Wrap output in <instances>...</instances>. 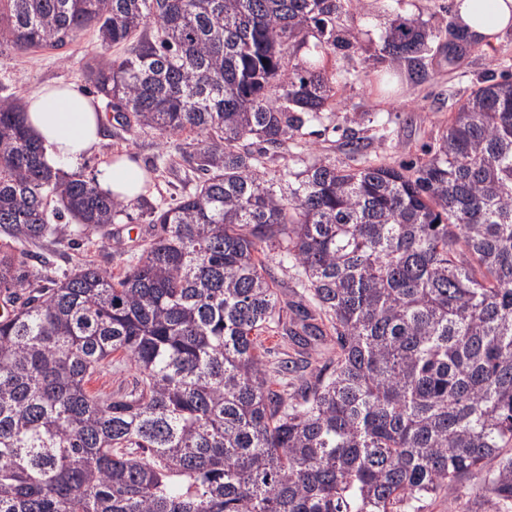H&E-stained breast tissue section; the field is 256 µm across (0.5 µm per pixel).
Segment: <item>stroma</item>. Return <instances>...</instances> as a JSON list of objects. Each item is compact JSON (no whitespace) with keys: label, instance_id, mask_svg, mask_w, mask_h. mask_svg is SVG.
<instances>
[{"label":"stroma","instance_id":"1","mask_svg":"<svg viewBox=\"0 0 512 512\" xmlns=\"http://www.w3.org/2000/svg\"><path fill=\"white\" fill-rule=\"evenodd\" d=\"M453 4L454 0H362L360 8L345 19L355 36L352 47L337 48L325 58L326 70L335 79L332 100L294 140L269 153L266 178L279 177L288 169L303 170L319 159L354 166L365 156L395 167L423 160L424 149L436 145L450 113L477 81L512 74V30L499 35L487 49L471 40L456 47L448 33L455 21ZM397 15L441 32L440 38L429 41L413 70L405 65L391 67L379 58L388 23ZM125 54V47L102 46L91 28L59 50H0V97L10 95L22 102L35 89L54 83L88 90L86 64H106ZM104 129L99 151L85 158L77 171L93 178L103 161L120 152L131 154L150 171L145 193L128 203L113 226L135 253L143 231L149 228L151 208L175 205L198 182L184 158L195 151L199 137L167 136L136 125L124 129L110 117ZM352 135L360 139L361 154L351 153L347 145ZM63 230L60 243L52 247L51 275H62L88 261L115 273L125 269L126 257L114 255L108 243L95 241L74 249L69 241L77 236L75 226L69 223Z\"/></svg>","mask_w":512,"mask_h":512}]
</instances>
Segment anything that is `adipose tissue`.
Here are the masks:
<instances>
[{"label": "adipose tissue", "instance_id": "ef3b65f1", "mask_svg": "<svg viewBox=\"0 0 512 512\" xmlns=\"http://www.w3.org/2000/svg\"><path fill=\"white\" fill-rule=\"evenodd\" d=\"M456 10L461 31L480 43L492 44L497 34L512 29V0H456ZM24 109L31 133L58 168L72 170L101 142L97 104L73 87H40L26 99ZM145 181V171L125 158L101 163L94 177L100 191L127 202L141 194Z\"/></svg>", "mask_w": 512, "mask_h": 512}]
</instances>
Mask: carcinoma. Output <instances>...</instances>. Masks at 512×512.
<instances>
[{
  "instance_id": "obj_1",
  "label": "carcinoma",
  "mask_w": 512,
  "mask_h": 512,
  "mask_svg": "<svg viewBox=\"0 0 512 512\" xmlns=\"http://www.w3.org/2000/svg\"><path fill=\"white\" fill-rule=\"evenodd\" d=\"M360 2L0 0V48L94 27L130 44L87 71L116 123L203 136L201 180L152 209L135 263L49 278L28 247L58 237L50 216L122 253L127 204L53 169L0 97V512H421L475 476L512 504V78L481 79L414 167L261 172L332 97L293 59L350 44ZM430 35L397 15L382 55ZM273 254L295 270L287 324ZM278 328L331 338L326 364L272 377L259 336ZM123 359L130 390L87 389Z\"/></svg>"
}]
</instances>
